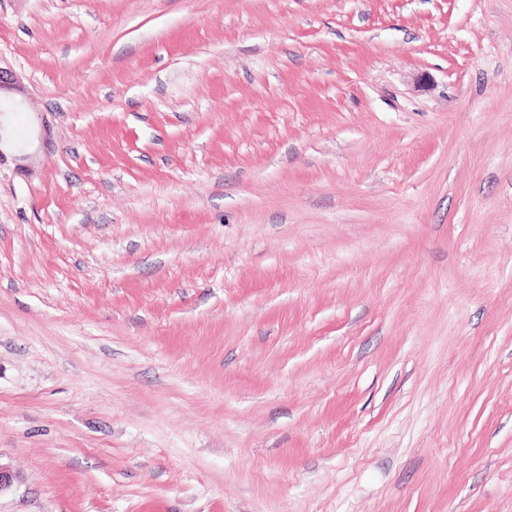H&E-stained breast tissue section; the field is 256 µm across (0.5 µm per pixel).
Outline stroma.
<instances>
[{
    "label": "stroma",
    "mask_w": 512,
    "mask_h": 512,
    "mask_svg": "<svg viewBox=\"0 0 512 512\" xmlns=\"http://www.w3.org/2000/svg\"><path fill=\"white\" fill-rule=\"evenodd\" d=\"M0 512H512V0H0Z\"/></svg>",
    "instance_id": "1"
}]
</instances>
